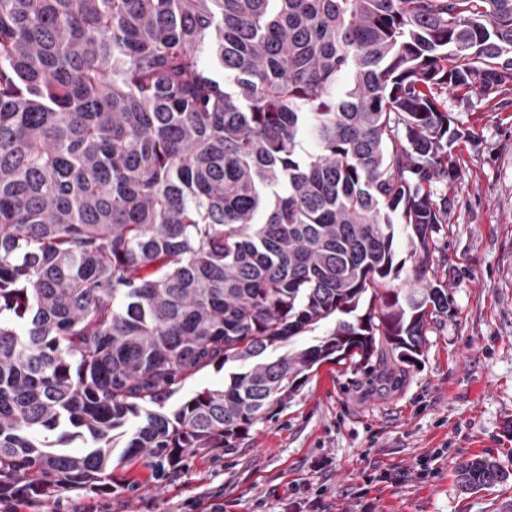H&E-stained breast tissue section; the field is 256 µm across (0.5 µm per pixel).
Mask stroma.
I'll list each match as a JSON object with an SVG mask.
<instances>
[{
    "label": "stroma",
    "mask_w": 512,
    "mask_h": 512,
    "mask_svg": "<svg viewBox=\"0 0 512 512\" xmlns=\"http://www.w3.org/2000/svg\"><path fill=\"white\" fill-rule=\"evenodd\" d=\"M447 105L471 132L454 149L460 176L433 254L456 313L405 376L385 385L377 367L322 364L237 447L189 455L160 479L140 458L117 472L126 489L0 512H286L296 498L317 512H512V107L453 94ZM477 456L510 479L465 490L458 473Z\"/></svg>",
    "instance_id": "1"
}]
</instances>
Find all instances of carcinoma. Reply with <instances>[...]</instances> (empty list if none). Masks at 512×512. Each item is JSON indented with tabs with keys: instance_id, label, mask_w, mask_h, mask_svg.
<instances>
[{
	"instance_id": "cac0c4a2",
	"label": "carcinoma",
	"mask_w": 512,
	"mask_h": 512,
	"mask_svg": "<svg viewBox=\"0 0 512 512\" xmlns=\"http://www.w3.org/2000/svg\"><path fill=\"white\" fill-rule=\"evenodd\" d=\"M450 91L512 106V0H0V502L162 477L316 366L418 360L454 313ZM229 371H231V366L227 365L225 368H221L220 370L211 367L197 374L195 377L187 380L181 390L170 399L168 403L169 406H176L184 398L204 387H224V377H227Z\"/></svg>"
}]
</instances>
